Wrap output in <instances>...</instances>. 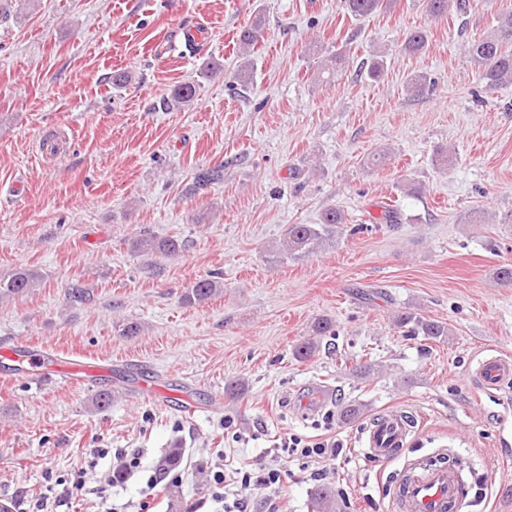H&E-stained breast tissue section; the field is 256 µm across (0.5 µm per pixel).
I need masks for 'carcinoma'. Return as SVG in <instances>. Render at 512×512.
Here are the masks:
<instances>
[{"label":"carcinoma","mask_w":512,"mask_h":512,"mask_svg":"<svg viewBox=\"0 0 512 512\" xmlns=\"http://www.w3.org/2000/svg\"><path fill=\"white\" fill-rule=\"evenodd\" d=\"M427 12L439 17L455 11L462 14L469 7L468 0H423ZM391 6V0H344L346 13L358 21ZM266 24L263 15H258L255 22L241 30L238 35L243 49L251 51L264 40ZM428 48V35L423 29L415 30L404 40V50L412 54H421ZM467 52L473 65L477 68L479 78L487 90L492 91L504 85L512 84V12L501 15L497 25L490 34L472 39ZM386 60L375 55L361 63L360 69L373 80L382 78L385 73ZM196 87L184 83L175 89L171 103L184 107L193 104ZM347 223L345 211L335 205L324 210L319 224H292L288 227L285 244L274 253L279 260L304 259L329 242L336 239L344 224ZM134 251L143 255L160 253L167 256L176 254L181 244L173 238H162L147 231L138 235L132 242ZM40 277L37 272L21 268L8 278L0 280V298L23 296L36 287ZM223 282L219 274L213 273L193 281L183 294L188 304L202 305L222 292ZM397 322L407 326L413 335L428 336L436 339L448 335L444 324L428 320L414 312H403L397 316ZM313 337L294 347V356L303 362L312 358L319 349V338L334 335L333 324L326 318L314 322ZM335 491L324 486L316 492L313 508L316 512H331L334 506Z\"/></svg>","instance_id":"obj_1"}]
</instances>
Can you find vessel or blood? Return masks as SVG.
Wrapping results in <instances>:
<instances>
[{"instance_id":"b4317fda","label":"vessel or blood","mask_w":512,"mask_h":512,"mask_svg":"<svg viewBox=\"0 0 512 512\" xmlns=\"http://www.w3.org/2000/svg\"><path fill=\"white\" fill-rule=\"evenodd\" d=\"M32 360L30 377L51 379L54 376L83 374L96 377L108 374L105 366L85 362H63L50 354L29 350ZM476 386L484 391H500L512 385V359L488 354L480 358L471 372ZM411 433L405 412L389 410L378 414L369 424L364 444L373 461L398 458ZM469 489L459 467L422 464L405 470L395 491L394 512H462Z\"/></svg>"}]
</instances>
